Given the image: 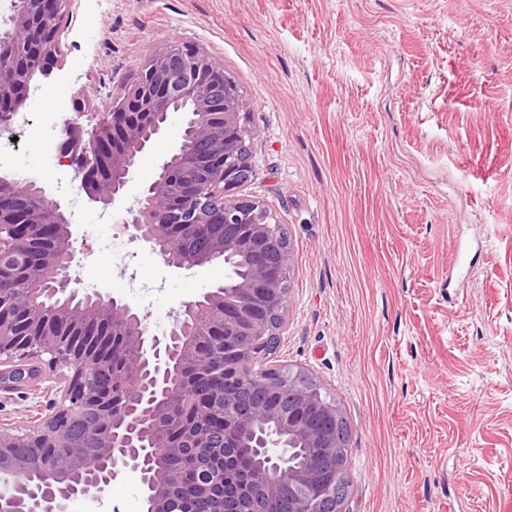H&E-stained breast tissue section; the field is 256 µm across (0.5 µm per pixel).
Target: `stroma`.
Instances as JSON below:
<instances>
[{
    "label": "stroma",
    "mask_w": 512,
    "mask_h": 512,
    "mask_svg": "<svg viewBox=\"0 0 512 512\" xmlns=\"http://www.w3.org/2000/svg\"><path fill=\"white\" fill-rule=\"evenodd\" d=\"M45 88L106 111L149 55L189 46L250 105L254 179L239 196L285 224L293 266L271 365L302 369L350 426L343 512H512V0H75ZM184 125L172 113L114 221L84 203L77 264L97 291L168 332L221 284L223 263L167 267L126 210ZM0 172L51 197L80 191L36 133L0 138ZM112 238L133 293L112 276ZM63 370L0 390V430L37 425ZM121 469L65 512H144Z\"/></svg>",
    "instance_id": "stroma-1"
}]
</instances>
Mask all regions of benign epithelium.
Wrapping results in <instances>:
<instances>
[{
  "label": "benign epithelium",
  "mask_w": 512,
  "mask_h": 512,
  "mask_svg": "<svg viewBox=\"0 0 512 512\" xmlns=\"http://www.w3.org/2000/svg\"><path fill=\"white\" fill-rule=\"evenodd\" d=\"M61 0H31L29 8L13 13L9 19L6 37L0 38V112H18L28 104L30 88L25 69L16 59L17 50L27 48L30 56L37 58L35 70L47 77L51 74L50 62L64 54L60 41V25L47 23L59 16ZM165 50L148 57L140 67L143 79L135 80L120 88L119 104L104 113L94 131L100 133L103 153L86 165L82 156H62L77 165L81 189L89 202L110 206L120 199L129 182V175L138 165L136 152H144V133L148 120L156 114L180 111V104L193 105L196 118L189 121L198 142L207 145L201 166L207 171V182L194 180L183 185L184 206L193 205L200 193L207 192L223 198V204L213 213L214 222L228 227L245 228L244 234L226 236L217 243L224 254L246 253L253 258L251 274L238 288L246 298V309L224 304V294L208 292L203 299L188 303L181 315L185 322L175 323L169 333L159 337L150 332L148 316L128 303H123L100 292L93 293L80 317L71 314L66 303L27 310L15 301L10 309H18L28 316L35 335L28 338L26 353L49 356L47 365L53 369H66V387L52 405V411L37 425L34 436L44 446H53L61 438L63 427L72 415L74 406L86 397V376L91 359L84 354L62 347L61 337L71 332L80 333L89 327L106 330L111 321L124 323L121 336L112 340L133 348L149 367L150 377L144 385L141 405L112 402V411L102 414L101 453L104 466L93 475L77 476L82 463L75 464L69 476L50 475V480L30 489L22 476L24 469L13 471L18 479L0 491V512H65L66 502L100 490L108 485L123 468H131L139 476L146 493V512H170L168 493L173 477L158 469L147 475L142 451L160 459L172 453L177 445L170 436L151 431L144 425L146 415L156 414L162 403L179 398L177 376L172 367L195 359L198 349L214 337L224 339L231 351L216 354L217 362L224 366V386L242 378L255 363L264 364L260 336L275 335L274 318L285 322L286 309L282 308L278 289L270 287L273 277L291 270V249L280 243V237L268 224L264 205L243 197H224V185L231 182L232 173L228 158L235 144L243 116L240 108L224 106L223 96L209 97L206 89L220 91L226 73L223 67L203 52H195V69L182 83L179 90L171 92L174 72ZM96 109L92 99L79 95L73 100V115L68 119L63 136L68 140L82 141L80 118L83 113ZM169 161L159 167L157 178L147 186L138 199L137 206L127 210L124 223L133 230L132 237L148 244L164 263L175 269L190 270L179 254L164 244L172 225L184 223L186 211L161 208L155 199L168 192L165 170ZM37 191L44 200L43 210L16 211L8 206L9 191ZM66 218L65 207L60 201L46 195L43 186L32 177L21 180L0 175V233L9 230L16 237L28 235L32 224H54ZM19 327L14 317L4 311L0 302V358L20 353L17 345ZM300 370L273 369L268 386L277 395H288V406L260 404L254 414L256 421H272L273 433L258 434L253 423H240L239 430L255 443L266 464L257 468L251 478L256 489L267 497L283 496L287 499L288 512H313L309 496L318 500L333 498L338 487L337 477L342 470L346 441L341 410L336 400L316 381L302 389V398H294ZM311 411H321L336 420V430L314 433L306 427V417ZM298 434L307 436L309 447L319 449L317 460L310 468L288 466L287 443Z\"/></svg>",
  "instance_id": "7a95c632"
}]
</instances>
